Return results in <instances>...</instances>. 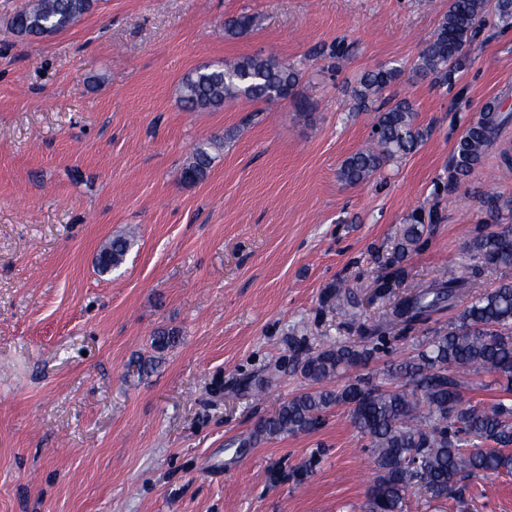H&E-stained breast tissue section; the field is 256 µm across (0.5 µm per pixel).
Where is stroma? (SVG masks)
Returning a JSON list of instances; mask_svg holds the SVG:
<instances>
[{"mask_svg": "<svg viewBox=\"0 0 512 512\" xmlns=\"http://www.w3.org/2000/svg\"><path fill=\"white\" fill-rule=\"evenodd\" d=\"M25 2L0 0V512H363L373 464L348 407L310 434L236 441L310 390L295 346L385 323L507 218L512 124L461 185L448 166L488 99L512 106V27L488 19L448 83L388 88L427 137L349 187L336 171L374 119L353 110L354 79L411 65L448 0H93L46 38L15 32ZM239 15L253 27L226 34ZM253 54L299 65L297 96L182 109L188 73ZM214 136L208 176L184 181ZM417 213L426 244L374 297ZM129 230L125 263L99 274L101 244ZM340 283L354 318L321 303ZM162 327L180 341L158 353ZM411 512H512V473ZM224 145V138H211L198 143L192 150L185 166L183 176L186 180L196 182L203 180L215 159L214 152Z\"/></svg>", "mask_w": 512, "mask_h": 512, "instance_id": "35a3bbf8", "label": "stroma"}]
</instances>
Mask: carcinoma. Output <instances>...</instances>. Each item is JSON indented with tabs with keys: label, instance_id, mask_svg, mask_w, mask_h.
Instances as JSON below:
<instances>
[{
	"label": "carcinoma",
	"instance_id": "cac0c4a2",
	"mask_svg": "<svg viewBox=\"0 0 512 512\" xmlns=\"http://www.w3.org/2000/svg\"><path fill=\"white\" fill-rule=\"evenodd\" d=\"M92 0H31L14 17L23 36L47 37L63 31L91 8ZM502 23L512 24V0H448L434 38L419 52L410 72L445 83L454 74L489 9ZM248 15L224 21V31L239 35L252 28ZM403 76V68L384 66L364 72L351 88L352 108L366 110ZM302 72L274 56L254 55L204 66L181 83L179 99L192 112L213 111L238 98L272 104L294 94ZM485 115L470 126L454 148L448 182L468 177L482 161L486 147L500 128L512 120L496 101L486 103ZM369 146L340 164L337 179L346 186L368 182L382 168L414 152L426 131L416 124V110L408 100L377 111ZM224 140L211 138L192 150L183 176L204 179ZM430 225L418 216L404 225L389 264L394 266L426 242ZM135 243L131 233L119 234L100 249L95 264L102 274L121 267ZM466 271L450 274L403 298L393 311V326L407 334L430 319L443 303L459 308L456 318L431 331L419 351L398 364L383 366L373 376H356L333 388L324 382L349 367L365 365L385 351L390 337L375 323L358 324L360 341L336 340L317 351L290 356L301 375L318 388L282 402L269 417L239 440V446L261 440L312 432L325 423L328 411L350 408L353 424L366 440L375 476L365 512H406V497L414 489L431 499L462 494L457 479L512 472V224L492 231L477 230L465 248ZM484 268L503 275L499 285L478 293L475 277ZM355 293L335 286L323 293L322 303L339 311L354 305ZM179 331L160 328L152 347H174ZM484 374L501 385L504 395L491 404L467 399L466 377Z\"/></svg>",
	"mask_w": 512,
	"mask_h": 512
}]
</instances>
